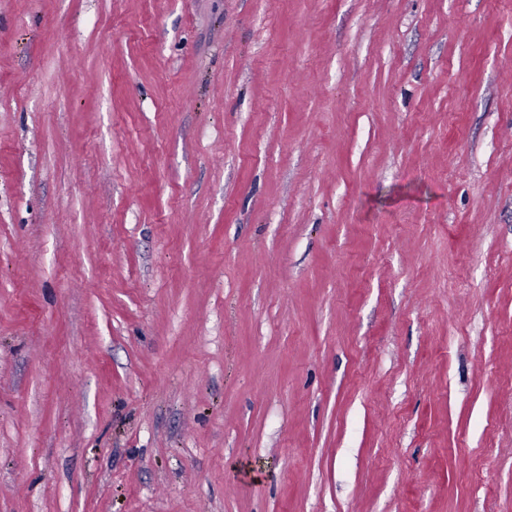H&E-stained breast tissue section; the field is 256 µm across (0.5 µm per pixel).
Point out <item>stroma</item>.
Listing matches in <instances>:
<instances>
[{
  "label": "stroma",
  "instance_id": "35a3bbf8",
  "mask_svg": "<svg viewBox=\"0 0 512 512\" xmlns=\"http://www.w3.org/2000/svg\"><path fill=\"white\" fill-rule=\"evenodd\" d=\"M0 512H512V0H0Z\"/></svg>",
  "mask_w": 512,
  "mask_h": 512
}]
</instances>
